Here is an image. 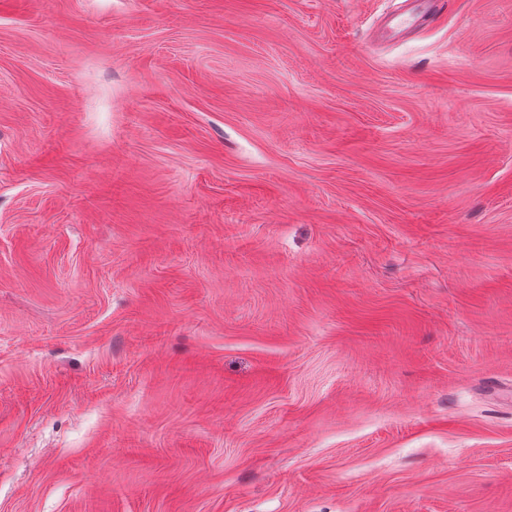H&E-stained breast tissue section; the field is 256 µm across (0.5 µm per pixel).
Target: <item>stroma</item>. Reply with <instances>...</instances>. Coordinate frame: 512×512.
Wrapping results in <instances>:
<instances>
[{"label":"stroma","instance_id":"1","mask_svg":"<svg viewBox=\"0 0 512 512\" xmlns=\"http://www.w3.org/2000/svg\"><path fill=\"white\" fill-rule=\"evenodd\" d=\"M242 2L0 0V512H512V0ZM400 12L386 15L379 24L381 40H394L427 24L446 3L445 0H404Z\"/></svg>","mask_w":512,"mask_h":512}]
</instances>
